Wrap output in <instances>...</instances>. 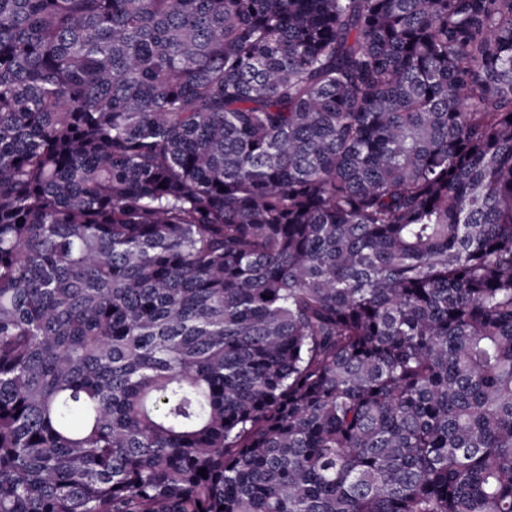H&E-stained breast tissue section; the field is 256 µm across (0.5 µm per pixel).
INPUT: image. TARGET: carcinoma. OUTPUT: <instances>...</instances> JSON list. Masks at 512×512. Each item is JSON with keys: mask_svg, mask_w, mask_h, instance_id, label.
Instances as JSON below:
<instances>
[{"mask_svg": "<svg viewBox=\"0 0 512 512\" xmlns=\"http://www.w3.org/2000/svg\"><path fill=\"white\" fill-rule=\"evenodd\" d=\"M0 512H512V0H0Z\"/></svg>", "mask_w": 512, "mask_h": 512, "instance_id": "cac0c4a2", "label": "carcinoma"}]
</instances>
